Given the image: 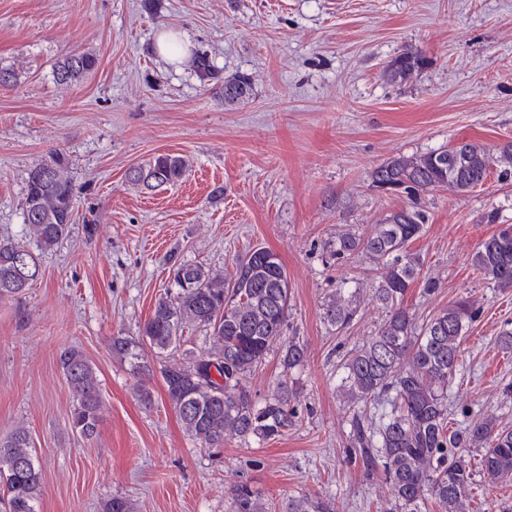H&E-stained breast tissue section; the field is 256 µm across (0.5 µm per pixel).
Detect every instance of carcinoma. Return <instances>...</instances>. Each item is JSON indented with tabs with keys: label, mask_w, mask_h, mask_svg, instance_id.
I'll return each instance as SVG.
<instances>
[{
	"label": "carcinoma",
	"mask_w": 512,
	"mask_h": 512,
	"mask_svg": "<svg viewBox=\"0 0 512 512\" xmlns=\"http://www.w3.org/2000/svg\"><path fill=\"white\" fill-rule=\"evenodd\" d=\"M94 53H74L60 59L54 77L71 84L93 72ZM425 65V58L407 49L392 58L385 76L404 80ZM196 68L224 84V101L241 102L251 91L247 77H223L206 56ZM512 176V145L492 158L479 144L461 142L451 148L410 156L398 155L372 173L378 190L413 197L421 191L448 189L462 194L482 184L493 166ZM187 162L180 156L159 155L144 167L128 171V179L150 187L182 178ZM23 219L30 238L50 250L68 237L74 223V194L65 158L55 154L28 173ZM425 214L401 208L387 214L366 239L354 233L336 236V258L362 256L382 270L373 299L384 310L375 335L347 352L341 362L343 398L350 404L378 402L390 407L375 427H364L354 416V448L366 467L380 463L389 480L398 512H418L433 499L441 512H463L473 484V472L461 455L464 448H481L483 474L492 479L512 476V427L488 414L466 427H448L444 390L460 367V345L478 316L467 298L436 311L417 325L415 313L403 305L409 288L422 285L428 294L432 279L420 280L419 255L409 249L421 236ZM480 275L501 288L512 287V225L486 239L472 258ZM40 275L38 257L10 239H0V300L12 299L31 287ZM177 292L158 299L153 314L135 338H112V352L134 361V369L151 375L150 358L160 365L168 400L186 434L206 451H220L224 439L274 438L293 425L296 388L288 382L303 365L305 347L283 341L288 315V275L278 256L255 247L237 257L229 279L203 266L183 263L173 271ZM356 309L351 299L336 293L326 309L327 322L338 329L351 324ZM203 327L212 346L198 354L182 348L185 330ZM279 347L283 379L271 397L254 401L246 381L274 347ZM73 395L72 426L85 438L96 434L101 394L96 373L77 349L59 358ZM41 473L34 441L21 424L0 439V503L5 512H38ZM233 512H269L262 498L246 484L232 491ZM102 512H135L127 498L113 496ZM287 512H329L321 502L294 499Z\"/></svg>",
	"instance_id": "carcinoma-1"
}]
</instances>
